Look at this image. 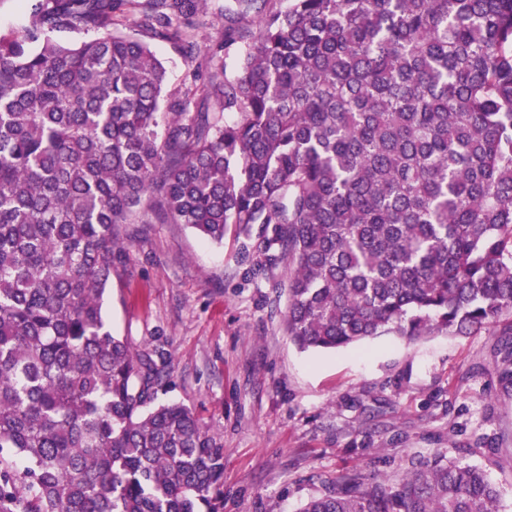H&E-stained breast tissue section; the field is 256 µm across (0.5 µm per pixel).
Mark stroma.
Masks as SVG:
<instances>
[{"label":"stroma","instance_id":"35a3bbf8","mask_svg":"<svg viewBox=\"0 0 512 512\" xmlns=\"http://www.w3.org/2000/svg\"><path fill=\"white\" fill-rule=\"evenodd\" d=\"M227 3L208 0L199 49L231 73ZM118 234L106 321L136 350H165L166 399L222 444L220 512H298L340 474L392 480L437 453L483 467L512 512V394L488 331L303 352L282 327L286 290L252 276L240 240L217 247L182 224Z\"/></svg>","mask_w":512,"mask_h":512}]
</instances>
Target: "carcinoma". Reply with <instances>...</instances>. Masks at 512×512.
I'll use <instances>...</instances> for the list:
<instances>
[{
    "mask_svg": "<svg viewBox=\"0 0 512 512\" xmlns=\"http://www.w3.org/2000/svg\"><path fill=\"white\" fill-rule=\"evenodd\" d=\"M206 3L28 0L0 32V512H219L223 446L105 320L120 224L249 241L301 351L485 329L512 386V0H234L235 75L169 89L151 41L192 52ZM500 497L439 455L299 512Z\"/></svg>",
    "mask_w": 512,
    "mask_h": 512,
    "instance_id": "carcinoma-1",
    "label": "carcinoma"
}]
</instances>
